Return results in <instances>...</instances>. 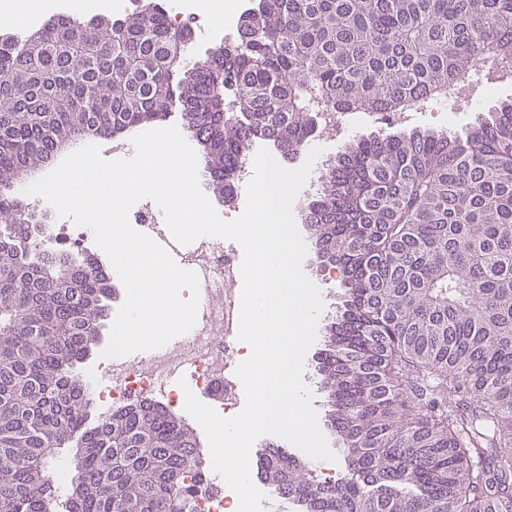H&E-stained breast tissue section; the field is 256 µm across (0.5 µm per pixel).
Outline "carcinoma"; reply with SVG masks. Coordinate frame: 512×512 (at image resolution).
I'll return each mask as SVG.
<instances>
[{
  "label": "carcinoma",
  "mask_w": 512,
  "mask_h": 512,
  "mask_svg": "<svg viewBox=\"0 0 512 512\" xmlns=\"http://www.w3.org/2000/svg\"><path fill=\"white\" fill-rule=\"evenodd\" d=\"M193 56L163 0L0 42V512H195L190 426L144 401L94 418L80 368L115 290L55 250L14 187L75 140L178 106L225 201L253 143L293 160L336 112H401L487 59L512 0H258ZM180 79H175L178 74ZM343 286L316 355L347 473L259 452L289 512H512V103L462 133L360 138L302 214ZM68 454L59 497L49 468Z\"/></svg>",
  "instance_id": "cac0c4a2"
}]
</instances>
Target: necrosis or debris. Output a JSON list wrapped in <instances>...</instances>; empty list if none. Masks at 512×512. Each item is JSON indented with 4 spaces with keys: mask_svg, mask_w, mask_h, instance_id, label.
<instances>
[{
    "mask_svg": "<svg viewBox=\"0 0 512 512\" xmlns=\"http://www.w3.org/2000/svg\"><path fill=\"white\" fill-rule=\"evenodd\" d=\"M179 250V262L199 279L197 321L178 341L156 350L144 362L128 357L102 360L87 373L88 385L103 415L138 399L149 398L168 410L182 402L179 380H186L197 394H214L222 400V415H231L239 404L226 374L242 353L240 321L241 263L236 250L209 237L196 239ZM202 480L196 483L197 512H224V480L211 464L208 449L196 451Z\"/></svg>",
    "mask_w": 512,
    "mask_h": 512,
    "instance_id": "necrosis-or-debris-1",
    "label": "necrosis or debris"
}]
</instances>
